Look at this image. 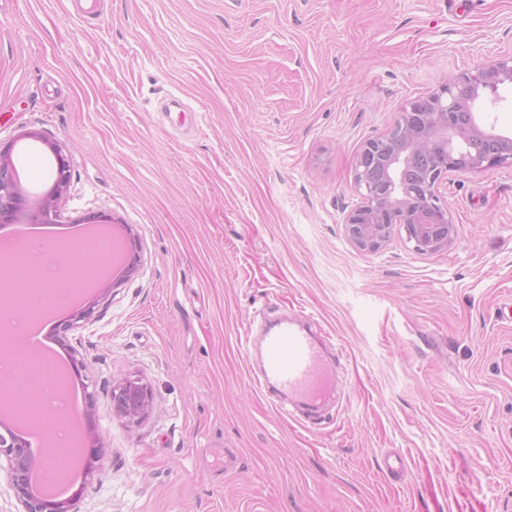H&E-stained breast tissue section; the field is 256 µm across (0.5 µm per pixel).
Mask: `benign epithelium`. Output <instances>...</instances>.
<instances>
[{
    "instance_id": "1",
    "label": "benign epithelium",
    "mask_w": 512,
    "mask_h": 512,
    "mask_svg": "<svg viewBox=\"0 0 512 512\" xmlns=\"http://www.w3.org/2000/svg\"><path fill=\"white\" fill-rule=\"evenodd\" d=\"M512 81V56L502 58L476 72L465 73L422 99L408 102L393 127L366 141L354 159V183L361 201L344 222L347 238L357 249L375 253L391 239L395 225L403 226L412 250L422 255L445 251L453 243L456 226L448 208L440 204L439 186L448 173L512 167V138L487 134L471 120L465 126L453 116H474L479 89L496 90ZM57 161V179L41 208L32 216L34 224H52L56 201L67 189L71 170L61 149L52 146ZM13 144L0 147V223L12 224L21 211L23 196L12 160ZM126 253L124 271L137 270L140 257L136 235L118 244ZM100 279L97 295L73 313V323L89 321L95 306L105 299L111 286ZM113 412L130 425L141 423L153 404L151 387L140 379H125L112 386ZM6 456L10 478L25 512H78L81 492L65 501L33 493L28 473L48 461L46 454L34 456L23 439L11 432L0 433V456Z\"/></svg>"
}]
</instances>
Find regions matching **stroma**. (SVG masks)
<instances>
[{"mask_svg": "<svg viewBox=\"0 0 512 512\" xmlns=\"http://www.w3.org/2000/svg\"><path fill=\"white\" fill-rule=\"evenodd\" d=\"M0 0V142L28 209L131 227L137 272L46 340L82 361L79 512H512V167L449 173L457 234L356 250L354 157L402 107L512 55V0ZM180 98L194 128L158 102ZM512 135V84L482 90ZM38 131L43 141L25 139ZM341 344L339 397L279 413L242 348L263 317ZM153 390L136 427L114 383ZM52 149L54 150L57 161V179L41 208L32 216V224L55 223L53 217L57 216L56 201L61 197L70 183L71 170L67 157L62 154L61 149L57 145H52Z\"/></svg>", "mask_w": 512, "mask_h": 512, "instance_id": "35a3bbf8", "label": "stroma"}]
</instances>
